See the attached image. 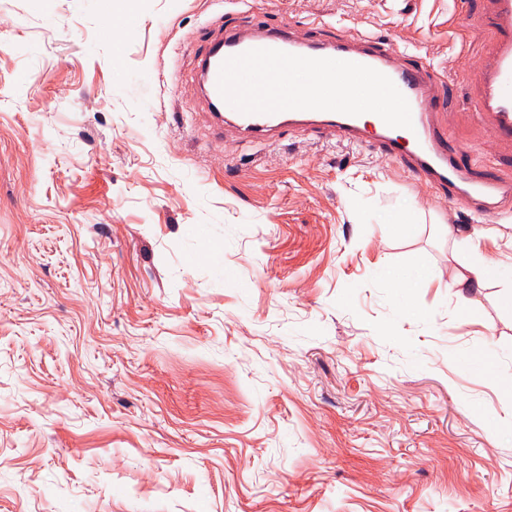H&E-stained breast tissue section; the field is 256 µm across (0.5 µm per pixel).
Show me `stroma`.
<instances>
[{"mask_svg": "<svg viewBox=\"0 0 512 512\" xmlns=\"http://www.w3.org/2000/svg\"><path fill=\"white\" fill-rule=\"evenodd\" d=\"M254 2L457 74L449 139L512 176L468 107L488 35L459 0ZM124 8L0 0V512H512V276L467 321L453 282L512 215L474 222L329 130L215 131L197 33L253 8L138 0L116 46ZM385 267L428 270L411 307Z\"/></svg>", "mask_w": 512, "mask_h": 512, "instance_id": "35a3bbf8", "label": "stroma"}]
</instances>
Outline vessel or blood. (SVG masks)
<instances>
[{"mask_svg": "<svg viewBox=\"0 0 512 512\" xmlns=\"http://www.w3.org/2000/svg\"><path fill=\"white\" fill-rule=\"evenodd\" d=\"M482 21L492 37L490 52L478 65L479 83L471 101L472 113L488 121L500 136L512 140V0H487ZM255 49L330 58L371 67L390 78L406 98L412 126L396 131L381 117L365 122L362 116L335 111L284 110L271 114H245L231 107L218 88L221 64L229 57ZM199 77L218 123L237 128L245 137L267 140L285 126L332 129L345 141L366 140L399 161L411 177L425 181L449 198L464 200L472 215L497 216L512 208V179L473 169L467 152L448 145V137L430 107L436 98L433 81L419 57L394 49L376 34H348L307 38L284 29L256 23L254 34L228 28L208 42L199 64Z\"/></svg>", "mask_w": 512, "mask_h": 512, "instance_id": "b4317fda", "label": "vessel or blood"}]
</instances>
